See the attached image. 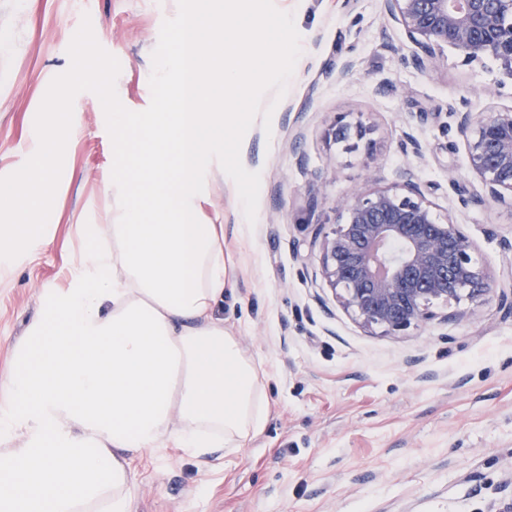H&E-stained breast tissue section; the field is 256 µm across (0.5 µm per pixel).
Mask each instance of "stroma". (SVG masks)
Wrapping results in <instances>:
<instances>
[{
    "label": "stroma",
    "instance_id": "35a3bbf8",
    "mask_svg": "<svg viewBox=\"0 0 512 512\" xmlns=\"http://www.w3.org/2000/svg\"><path fill=\"white\" fill-rule=\"evenodd\" d=\"M301 36L272 134L254 124L243 166L261 174L257 222L238 221L235 183L212 179L202 209L224 227L234 287L219 314L258 367L265 429L244 447L200 463L176 447L133 462L132 512H495L512 498V199L461 206L475 178L451 109H512V77L486 55L444 46L418 69L384 0H273ZM177 0H0V177L36 144L34 120L67 49L90 16L98 43L120 62L117 95L151 101V54ZM372 130L373 156L344 152L328 130L337 114ZM52 210L54 244L27 256L0 288V372L26 334L44 288L65 282L86 242L78 224L109 223L112 121L91 92L75 98ZM412 136L421 156L398 144ZM335 171H328V162ZM438 184L431 201L470 238L496 281L481 299L439 307L397 336L361 328L321 276L316 224L333 223L353 186Z\"/></svg>",
    "mask_w": 512,
    "mask_h": 512
}]
</instances>
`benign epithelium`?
Returning a JSON list of instances; mask_svg holds the SVG:
<instances>
[{"label": "benign epithelium", "mask_w": 512, "mask_h": 512, "mask_svg": "<svg viewBox=\"0 0 512 512\" xmlns=\"http://www.w3.org/2000/svg\"><path fill=\"white\" fill-rule=\"evenodd\" d=\"M388 15L417 53L412 63L433 67L437 46L467 60L492 55L512 76V0H385ZM479 186L463 206L500 201L512 193V113L453 109ZM370 129L334 119L329 136L351 149L374 150ZM438 190L409 180L401 191L356 185L340 203V219L321 239V274L340 305L362 328L396 336L437 316L435 303L492 292L494 280L474 258L469 238L440 220L429 195Z\"/></svg>", "instance_id": "7a95c632"}]
</instances>
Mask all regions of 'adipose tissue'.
<instances>
[{
  "label": "adipose tissue",
  "mask_w": 512,
  "mask_h": 512,
  "mask_svg": "<svg viewBox=\"0 0 512 512\" xmlns=\"http://www.w3.org/2000/svg\"><path fill=\"white\" fill-rule=\"evenodd\" d=\"M219 94L180 54L178 112H113L112 221L45 288L0 374V512H131L135 456L176 445L205 462L263 431L255 362L215 314L232 285L224 227L201 218L224 146L214 132L264 42L220 38Z\"/></svg>",
  "instance_id": "obj_1"
}]
</instances>
